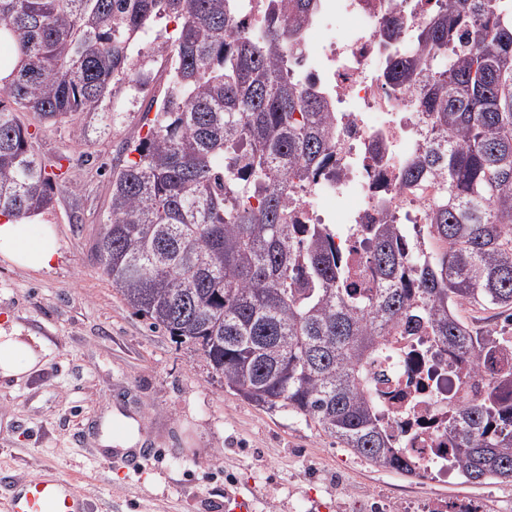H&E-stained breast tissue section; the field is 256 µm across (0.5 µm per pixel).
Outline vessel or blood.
Segmentation results:
<instances>
[{"instance_id":"1","label":"vessel or blood","mask_w":512,"mask_h":512,"mask_svg":"<svg viewBox=\"0 0 512 512\" xmlns=\"http://www.w3.org/2000/svg\"><path fill=\"white\" fill-rule=\"evenodd\" d=\"M10 512H83L85 500L77 484L47 472L23 483H10Z\"/></svg>"}]
</instances>
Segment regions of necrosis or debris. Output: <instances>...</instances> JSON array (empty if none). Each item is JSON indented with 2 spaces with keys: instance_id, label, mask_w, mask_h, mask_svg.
Listing matches in <instances>:
<instances>
[{
  "instance_id": "1",
  "label": "necrosis or debris",
  "mask_w": 512,
  "mask_h": 512,
  "mask_svg": "<svg viewBox=\"0 0 512 512\" xmlns=\"http://www.w3.org/2000/svg\"><path fill=\"white\" fill-rule=\"evenodd\" d=\"M431 0H320L315 18L300 37L301 62L291 71L323 92L340 124L339 143L325 171L295 191L293 203L306 224H322L330 213L348 227L336 238V254L360 283L376 276L363 246L367 224H401L418 234L427 222L433 187L415 192L399 175L422 146L420 121L409 90L386 82L392 52L385 48L382 21L391 14L419 22ZM376 366L388 431L430 479L454 472L448 444V402L464 387L456 354L436 343L428 328L398 330L380 346Z\"/></svg>"
}]
</instances>
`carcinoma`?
Listing matches in <instances>:
<instances>
[{
	"mask_svg": "<svg viewBox=\"0 0 512 512\" xmlns=\"http://www.w3.org/2000/svg\"><path fill=\"white\" fill-rule=\"evenodd\" d=\"M317 0H266V37L244 32L240 0H0V214L53 202L60 160L34 151L18 118L55 125L100 114L147 86L168 57L170 83L144 114L135 158L112 170L92 252L136 314L200 347L246 399L312 420L376 467L422 476L390 438L375 393L379 339L423 319L438 344L494 380L450 407L448 434L469 482L512 481V356L457 314L512 311V0H441L387 79L414 88L426 126L401 182L433 179L431 241L368 224L377 288L338 264L331 224H304L288 200L336 152V113L288 75ZM180 24L177 38L154 27Z\"/></svg>",
	"mask_w": 512,
	"mask_h": 512,
	"instance_id": "carcinoma-1",
	"label": "carcinoma"
}]
</instances>
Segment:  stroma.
I'll return each instance as SVG.
<instances>
[{
  "instance_id": "35a3bbf8",
  "label": "stroma",
  "mask_w": 512,
  "mask_h": 512,
  "mask_svg": "<svg viewBox=\"0 0 512 512\" xmlns=\"http://www.w3.org/2000/svg\"><path fill=\"white\" fill-rule=\"evenodd\" d=\"M118 97L125 110L106 130L96 117L49 127L20 115L38 155L69 160L33 226L50 225L53 266L32 272L0 258V317L47 350L38 369L0 381V477L53 468L76 482L88 512H224L235 494L249 496L254 512H433L461 503L512 512L511 481L435 482L377 469L313 421L230 389L197 346L134 313L91 255L109 176L142 136L148 105L131 91ZM125 417L157 451L137 476L106 443Z\"/></svg>"
}]
</instances>
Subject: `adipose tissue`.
Instances as JSON below:
<instances>
[{"instance_id": "ef3b65f1", "label": "adipose tissue", "mask_w": 512, "mask_h": 512, "mask_svg": "<svg viewBox=\"0 0 512 512\" xmlns=\"http://www.w3.org/2000/svg\"><path fill=\"white\" fill-rule=\"evenodd\" d=\"M30 218H0V256L32 270L51 268L58 255L50 228L30 233ZM43 353L20 340L14 324L0 323V377L19 378L40 364Z\"/></svg>"}]
</instances>
